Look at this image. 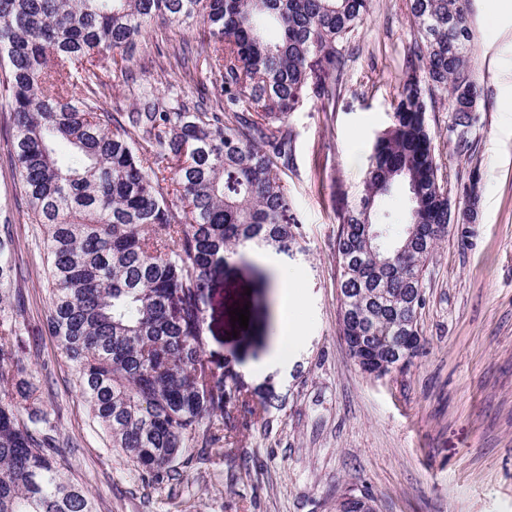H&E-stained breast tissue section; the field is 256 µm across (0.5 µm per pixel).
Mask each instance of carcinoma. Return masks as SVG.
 Masks as SVG:
<instances>
[{
	"label": "carcinoma",
	"mask_w": 512,
	"mask_h": 512,
	"mask_svg": "<svg viewBox=\"0 0 512 512\" xmlns=\"http://www.w3.org/2000/svg\"><path fill=\"white\" fill-rule=\"evenodd\" d=\"M409 13L391 120L336 239L346 316L382 350L418 328L423 272L448 234L447 180L425 118L432 95L448 92L449 132L465 152L482 94L469 0H409ZM369 14L370 0H0L13 162L50 257L48 329L93 420L154 483L178 475L186 449L224 447L231 391L205 358V297L238 247L287 253L299 243L284 178L288 115L336 97L343 43ZM158 20L201 24L196 47L180 51L220 79L195 101L142 84L130 111L108 110L99 60L136 82L135 51ZM398 186L406 207L395 218ZM366 224L387 262L360 242ZM410 224L438 229L411 240ZM18 276L6 229L0 304ZM20 315L0 313V512H97L63 466L41 385L18 358L30 344Z\"/></svg>",
	"instance_id": "obj_1"
}]
</instances>
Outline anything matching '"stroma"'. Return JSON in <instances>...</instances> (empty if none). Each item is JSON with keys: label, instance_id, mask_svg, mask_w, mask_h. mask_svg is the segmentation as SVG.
Returning a JSON list of instances; mask_svg holds the SVG:
<instances>
[{"label": "stroma", "instance_id": "35a3bbf8", "mask_svg": "<svg viewBox=\"0 0 512 512\" xmlns=\"http://www.w3.org/2000/svg\"><path fill=\"white\" fill-rule=\"evenodd\" d=\"M407 0H372L368 22L348 42L344 84L335 101L306 102L290 113L294 151L286 180L302 237L282 262L302 289L306 341L283 368L261 374L276 336L265 309L271 283L238 255L210 289L205 354L234 393L260 406L253 418L228 409L237 432L223 452L176 462L179 479L145 481L142 472L93 425L76 371L47 330L48 259L31 224L9 158L13 130L0 109V225H11L22 275L23 320L38 335L21 361L50 386L44 404L58 418L70 472L98 512H335L345 494L373 496L377 512H512V12L491 16L471 0L472 64L483 89L470 129V152L448 142L452 114L437 94L427 114L453 208L477 178L474 223L453 224L427 263L422 348L408 370L370 379L342 339L336 236L340 215L361 193L371 145L389 121L413 39ZM201 26L156 23L139 45L143 80L183 86L188 97L217 75L199 67L193 82L171 49L195 43ZM250 311L233 329L230 312Z\"/></svg>", "mask_w": 512, "mask_h": 512}]
</instances>
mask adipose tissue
<instances>
[{
	"instance_id": "adipose-tissue-1",
	"label": "adipose tissue",
	"mask_w": 512,
	"mask_h": 512,
	"mask_svg": "<svg viewBox=\"0 0 512 512\" xmlns=\"http://www.w3.org/2000/svg\"><path fill=\"white\" fill-rule=\"evenodd\" d=\"M249 254L259 259L275 277V295L278 309L277 336L272 362L284 365L298 351L303 339V323L298 316L300 293L288 268L279 264L270 251L249 247Z\"/></svg>"
}]
</instances>
